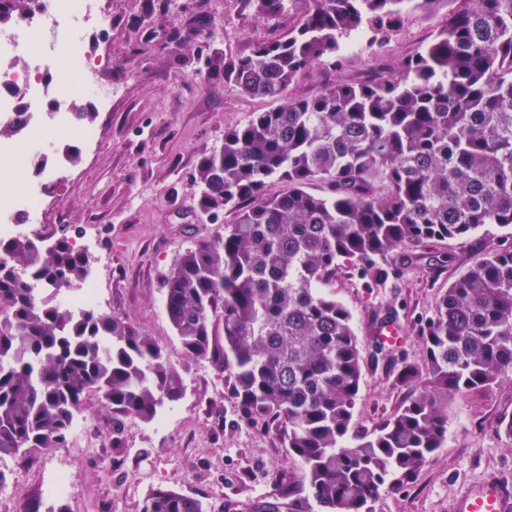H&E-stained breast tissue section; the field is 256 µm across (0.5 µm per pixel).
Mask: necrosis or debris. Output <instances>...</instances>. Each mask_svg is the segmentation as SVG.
I'll list each match as a JSON object with an SVG mask.
<instances>
[{
  "label": "necrosis or debris",
  "instance_id": "4bbe7bcc",
  "mask_svg": "<svg viewBox=\"0 0 512 512\" xmlns=\"http://www.w3.org/2000/svg\"><path fill=\"white\" fill-rule=\"evenodd\" d=\"M101 19L100 0H42L41 10L20 20L16 33L0 34V125L16 129L12 138L0 141V156L32 143V134L39 128L63 132L85 144L95 140V129L74 124L73 92L56 64L67 60L82 92L99 104H108L112 88L99 81L95 65L75 38ZM21 57L27 58V68H17ZM64 162V157H54L18 190L0 183V239L17 235L18 214L30 218L40 211L42 183Z\"/></svg>",
  "mask_w": 512,
  "mask_h": 512
}]
</instances>
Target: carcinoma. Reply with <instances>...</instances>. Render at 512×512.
Masks as SVG:
<instances>
[{
	"mask_svg": "<svg viewBox=\"0 0 512 512\" xmlns=\"http://www.w3.org/2000/svg\"><path fill=\"white\" fill-rule=\"evenodd\" d=\"M412 2L303 0L288 37L207 57L224 82L278 105L200 162L198 207L235 220L182 254L165 311L183 352L224 378L240 419L274 425L303 470V484L290 471L276 486L290 512H374L391 478L443 447L448 398L512 381V250L493 248L437 300L425 364L400 373L410 397L377 428H353L362 355L350 311L320 286L346 261L379 288L390 271L378 259L411 249L406 266L432 240L512 227V0H448L446 25L376 80L286 96L304 70L340 63L351 36L386 54ZM38 9L0 0V31ZM89 271L65 235L49 251L26 234L0 241L1 457L62 447L92 390L116 424L151 422L185 393L166 349L134 323L96 310L74 319L56 304ZM32 279L48 300L35 301ZM139 512L204 506L157 487Z\"/></svg>",
	"mask_w": 512,
	"mask_h": 512,
	"instance_id": "1",
	"label": "carcinoma"
}]
</instances>
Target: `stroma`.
Wrapping results in <instances>:
<instances>
[{
  "label": "stroma",
  "mask_w": 512,
  "mask_h": 512,
  "mask_svg": "<svg viewBox=\"0 0 512 512\" xmlns=\"http://www.w3.org/2000/svg\"><path fill=\"white\" fill-rule=\"evenodd\" d=\"M102 9L106 23L83 30L81 41L89 59L100 62V79L112 84V103L91 105L96 141L78 145L79 161L47 182L39 223L21 231L50 242L64 233L87 245L103 313L130 320L163 345L183 369L186 394L166 406L165 424L129 417L117 426L99 394L89 393L76 413L83 447L0 459V472L19 488L0 499V512L47 505L45 484L61 471L74 474L59 498L66 512H138L157 486L200 499L205 512H288L287 501L275 496L276 481L292 467L287 448L275 429L240 421L206 360L184 356L165 313L164 281L188 247L234 220L228 211L197 209L200 161L222 146L225 131L274 106L213 74L207 55L215 48L243 55L256 41L286 35L303 4L293 0L272 17L259 16L246 0H102ZM447 18V0L410 8L390 56L379 58L367 46L346 51L342 66L314 65L288 93L311 97L338 80H368L416 53ZM492 247L512 249V228L488 224L464 243H429L425 259L372 291L347 262L324 285L351 312L363 357L356 429L377 428L409 394L372 358L375 316H396L404 336L396 357L420 363L419 328L438 296ZM510 414L512 381L449 399L443 448L413 478L392 482L375 512H452L457 496L485 477L512 486V437L499 428Z\"/></svg>",
  "instance_id": "1"
}]
</instances>
